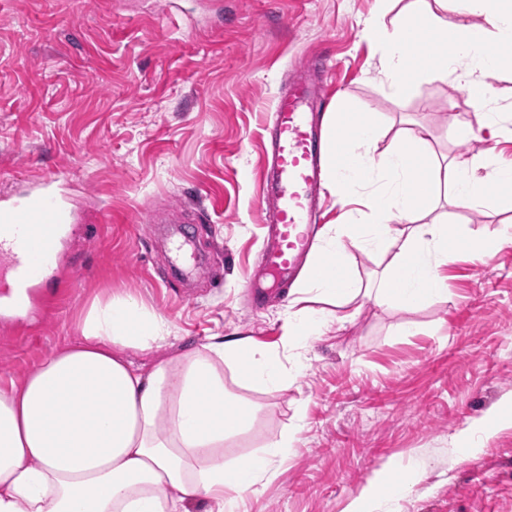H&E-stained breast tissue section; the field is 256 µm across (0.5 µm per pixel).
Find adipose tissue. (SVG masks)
I'll return each instance as SVG.
<instances>
[{"mask_svg":"<svg viewBox=\"0 0 512 512\" xmlns=\"http://www.w3.org/2000/svg\"><path fill=\"white\" fill-rule=\"evenodd\" d=\"M362 35L375 47L391 94L408 97L423 79H451L492 139L512 134V114L491 104L490 77L512 54V8L504 0H411L406 18L384 19L390 0H376ZM325 187L334 204L362 202L366 221L329 225L321 253L295 293L285 319L288 356L245 337H209L200 348L142 370L131 359L167 339L170 325L135 300L110 297L87 310L75 343L47 356L21 385L0 386V512H189L204 498L215 512H239L261 492L293 446L283 432L263 448L225 462L224 446L247 433L257 406L253 388L287 386L305 367L306 348L330 319L306 307L317 294L337 307L359 295L381 306L420 309L445 293L439 273L450 251L467 245L478 256L512 241V223L474 232L439 219L423 223L440 201L474 208L497 190L512 209V164L459 153L436 156L424 125L400 129L379 149L373 115L345 105L328 113ZM351 129L347 144L337 134ZM448 198H441V191ZM388 259L379 288L361 289L347 246ZM338 268V276L323 266ZM236 372V390L224 385ZM406 486L397 465L378 471L344 512H373Z\"/></svg>","mask_w":512,"mask_h":512,"instance_id":"ef3b65f1","label":"adipose tissue"}]
</instances>
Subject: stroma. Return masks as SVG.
<instances>
[{
  "label": "stroma",
  "instance_id": "stroma-1",
  "mask_svg": "<svg viewBox=\"0 0 512 512\" xmlns=\"http://www.w3.org/2000/svg\"><path fill=\"white\" fill-rule=\"evenodd\" d=\"M374 0H0V196L65 173L79 235L51 279L52 308L0 323V386L21 384L74 342L97 300L128 295L171 324L142 367L210 336L282 348L287 289L249 306L263 241L267 131L293 67L335 60L320 113L344 102L375 115L384 143L402 121L431 128L437 154L512 142L458 139L474 119L453 83L425 79L393 97L362 37ZM205 224H185L187 211ZM210 266L173 280L161 223ZM446 294L418 311L358 298V311L312 340L302 376L282 391H245L260 412L225 459L295 427L294 446L248 512H343L383 467L409 468L404 495L378 512H512V427L458 458L455 435L512 408V244L450 256ZM413 333H402L404 324Z\"/></svg>",
  "mask_w": 512,
  "mask_h": 512
}]
</instances>
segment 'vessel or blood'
I'll return each instance as SVG.
<instances>
[{
	"label": "vessel or blood",
	"mask_w": 512,
	"mask_h": 512,
	"mask_svg": "<svg viewBox=\"0 0 512 512\" xmlns=\"http://www.w3.org/2000/svg\"><path fill=\"white\" fill-rule=\"evenodd\" d=\"M311 95L304 76H297L276 102L272 162L261 196L270 232L260 265L289 281L315 244V201L325 182L321 129L308 110ZM67 186V178L56 175L0 198V288L13 289L14 306L32 301L47 284L59 245L74 230Z\"/></svg>",
	"instance_id": "obj_1"
}]
</instances>
